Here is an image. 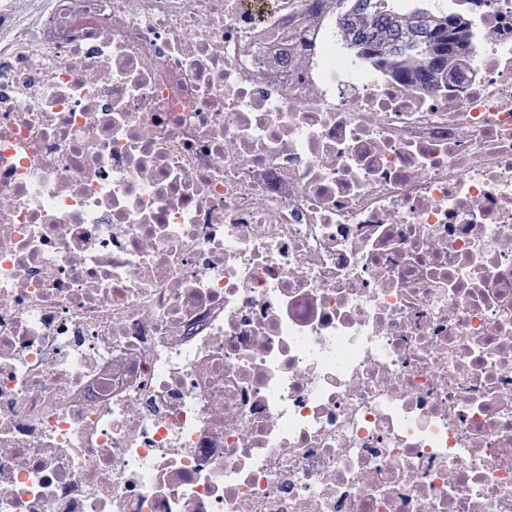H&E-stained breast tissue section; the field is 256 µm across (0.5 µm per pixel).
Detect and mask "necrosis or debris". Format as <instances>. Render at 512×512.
I'll return each instance as SVG.
<instances>
[{"label":"necrosis or debris","instance_id":"4bbe7bcc","mask_svg":"<svg viewBox=\"0 0 512 512\" xmlns=\"http://www.w3.org/2000/svg\"><path fill=\"white\" fill-rule=\"evenodd\" d=\"M397 79L336 0H0V512H512V0Z\"/></svg>","mask_w":512,"mask_h":512}]
</instances>
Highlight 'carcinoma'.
Instances as JSON below:
<instances>
[{
	"mask_svg": "<svg viewBox=\"0 0 512 512\" xmlns=\"http://www.w3.org/2000/svg\"><path fill=\"white\" fill-rule=\"evenodd\" d=\"M339 27L355 50L399 78L447 79L466 66L469 23L459 13L409 9L393 0H340Z\"/></svg>",
	"mask_w": 512,
	"mask_h": 512,
	"instance_id": "carcinoma-1",
	"label": "carcinoma"
}]
</instances>
